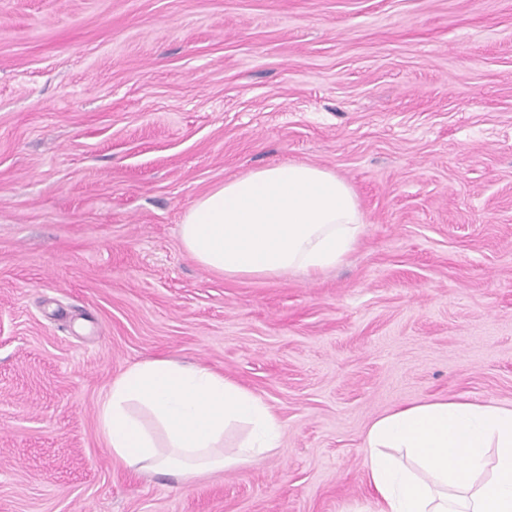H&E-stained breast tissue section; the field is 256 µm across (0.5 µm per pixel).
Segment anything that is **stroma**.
<instances>
[{"label": "stroma", "mask_w": 512, "mask_h": 512, "mask_svg": "<svg viewBox=\"0 0 512 512\" xmlns=\"http://www.w3.org/2000/svg\"><path fill=\"white\" fill-rule=\"evenodd\" d=\"M366 220L319 277L216 276L177 226L261 166ZM223 372L285 425L191 486L105 448L135 363ZM512 408V0H0V512H347L364 435Z\"/></svg>", "instance_id": "1"}]
</instances>
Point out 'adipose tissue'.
<instances>
[{"mask_svg": "<svg viewBox=\"0 0 512 512\" xmlns=\"http://www.w3.org/2000/svg\"><path fill=\"white\" fill-rule=\"evenodd\" d=\"M364 232L347 181L299 161L225 179L178 226L186 253L227 278L317 276L342 263ZM97 414L115 463L186 485L262 462L284 435L282 420L255 393L172 358L137 363L114 378ZM237 427L244 435L226 449L224 435ZM364 446L372 512H512V408L415 401L376 418Z\"/></svg>", "mask_w": 512, "mask_h": 512, "instance_id": "adipose-tissue-1", "label": "adipose tissue"}]
</instances>
